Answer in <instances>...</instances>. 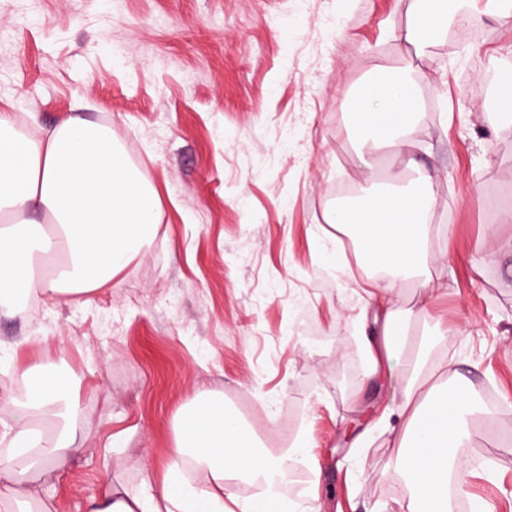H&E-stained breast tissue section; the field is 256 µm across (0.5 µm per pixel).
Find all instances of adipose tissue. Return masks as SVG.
Instances as JSON below:
<instances>
[{
  "label": "adipose tissue",
  "mask_w": 512,
  "mask_h": 512,
  "mask_svg": "<svg viewBox=\"0 0 512 512\" xmlns=\"http://www.w3.org/2000/svg\"><path fill=\"white\" fill-rule=\"evenodd\" d=\"M418 2L401 36L418 50L438 40L452 21L512 17L503 0H466L463 13L446 0ZM354 102L352 118L361 143L411 155L421 103L406 72L364 83ZM432 183L429 171L418 170L410 186L372 191L351 208L331 211L327 221L354 229L369 265L390 269L398 278L414 276L427 265ZM34 207L50 218L47 228L12 223V216ZM159 207L156 190L106 127L72 118L36 140L1 114L0 303L11 308L38 293L78 298L110 286L155 233ZM53 255L60 261L52 277H38L37 258ZM389 294L386 287L369 293L371 306L381 311L379 335L365 339L373 376L395 348L404 346L410 330L409 317L393 309ZM434 371L426 357H417L401 405L384 408L377 422L395 440L390 470L407 485L401 512H448V476L455 468L450 451L471 437L466 423L473 406L470 390L450 388L443 396L423 398ZM21 375L28 381L23 399L0 397L13 416L9 451L0 456V505L5 512H52L39 492L22 491L20 485L63 467L79 453L78 402L70 381L48 366L30 364ZM38 422L53 425V434L37 435ZM173 452L192 457L207 471V487H188L171 467L159 483L106 489L102 497L87 501L85 512H225L224 494L239 481L260 490L237 501L236 512H297L278 486L296 464L307 462L306 441L296 439L280 454H269L253 428L218 397L204 395L179 409Z\"/></svg>",
  "instance_id": "adipose-tissue-1"
}]
</instances>
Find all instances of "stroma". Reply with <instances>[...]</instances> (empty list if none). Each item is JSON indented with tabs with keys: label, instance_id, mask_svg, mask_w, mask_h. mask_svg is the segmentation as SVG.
I'll return each instance as SVG.
<instances>
[{
	"label": "stroma",
	"instance_id": "stroma-1",
	"mask_svg": "<svg viewBox=\"0 0 512 512\" xmlns=\"http://www.w3.org/2000/svg\"><path fill=\"white\" fill-rule=\"evenodd\" d=\"M412 0H0V113L41 138L71 117L109 127L156 189L152 240L114 287L40 297L0 314V393H25L15 362L72 380L81 451L44 475L56 512H83L111 484L178 466L176 410L221 394L266 450L307 439L321 512H398L389 434L346 432L398 402L418 354L456 363L479 404L512 407V125L489 130L496 61L512 19L480 38L451 31L424 55L400 39ZM412 72L418 160L433 176L425 285L393 295L427 307L383 375H368L362 260L328 263L349 237L326 218L399 161L359 160L350 102L365 79ZM481 261L473 272L472 261ZM465 454L466 506L512 512V414Z\"/></svg>",
	"mask_w": 512,
	"mask_h": 512
}]
</instances>
